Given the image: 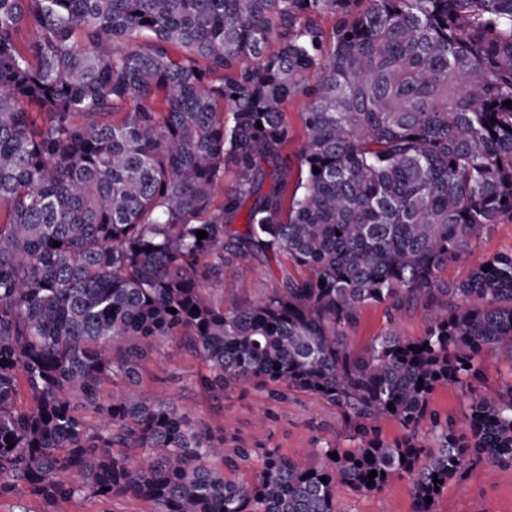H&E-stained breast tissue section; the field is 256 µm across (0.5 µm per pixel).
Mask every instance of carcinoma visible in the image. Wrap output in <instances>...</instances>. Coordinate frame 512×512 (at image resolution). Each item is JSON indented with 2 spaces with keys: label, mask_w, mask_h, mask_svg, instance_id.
I'll return each mask as SVG.
<instances>
[{
  "label": "carcinoma",
  "mask_w": 512,
  "mask_h": 512,
  "mask_svg": "<svg viewBox=\"0 0 512 512\" xmlns=\"http://www.w3.org/2000/svg\"><path fill=\"white\" fill-rule=\"evenodd\" d=\"M294 96L305 176L286 205ZM506 101L512 0H0V497L337 512L336 484L405 478L413 512H434L471 464L512 468V252L439 279L512 219ZM256 255L286 260L275 285L215 301ZM370 305L436 316L355 352L345 330ZM163 344L215 394L319 397L352 447L265 448L234 478L254 449L140 389ZM487 352L508 363L492 392ZM441 385L466 430L430 408Z\"/></svg>",
  "instance_id": "1"
}]
</instances>
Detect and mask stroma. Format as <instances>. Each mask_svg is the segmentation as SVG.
<instances>
[{
    "label": "stroma",
    "instance_id": "1",
    "mask_svg": "<svg viewBox=\"0 0 512 512\" xmlns=\"http://www.w3.org/2000/svg\"><path fill=\"white\" fill-rule=\"evenodd\" d=\"M304 97L288 99L284 105L290 139L285 148L288 157L289 187H296L301 177L299 150L305 139L301 114ZM512 251V221L484 228L474 239L465 258L449 262L440 272L441 280H464L473 268L496 253ZM276 260H252L240 264L226 275L223 288L214 292L225 304L257 301L279 277ZM432 312L417 307L389 318L384 306L365 307L356 326L348 330L353 350H363L371 340L397 326L402 335H424ZM202 367L201 361L184 350L163 347L160 356L147 362L142 387L152 395L175 402L182 409L203 418L215 430H226L227 447L276 448L289 457L304 456L314 444L340 439L345 430L339 410L314 395L292 391L279 402L266 400L256 384H233L223 397L190 384L189 377ZM336 499L341 512H413V500L407 481L393 480L383 491L360 495L344 485H337ZM143 500L126 497L102 503L81 497L54 505L17 493L0 498V512H151ZM435 512H512V468H493L476 463L449 481L434 506Z\"/></svg>",
    "mask_w": 512,
    "mask_h": 512
}]
</instances>
